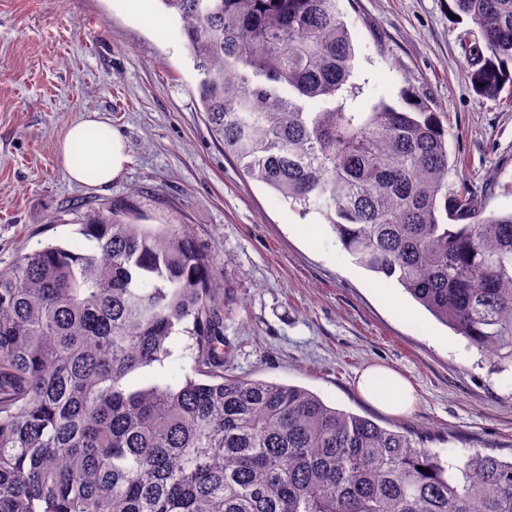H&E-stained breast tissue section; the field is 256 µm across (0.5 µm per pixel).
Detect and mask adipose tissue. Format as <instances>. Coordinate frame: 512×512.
<instances>
[{
	"label": "adipose tissue",
	"instance_id": "ef3b65f1",
	"mask_svg": "<svg viewBox=\"0 0 512 512\" xmlns=\"http://www.w3.org/2000/svg\"><path fill=\"white\" fill-rule=\"evenodd\" d=\"M85 151L83 162L72 156L75 145ZM60 160L66 173L76 182L99 187L120 177L128 162L126 143L111 123L86 119L73 124L59 146ZM361 395L374 406L393 415L408 412L414 402L412 387L396 372L370 367L359 376Z\"/></svg>",
	"mask_w": 512,
	"mask_h": 512
}]
</instances>
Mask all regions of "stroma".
<instances>
[{
  "label": "stroma",
  "instance_id": "stroma-1",
  "mask_svg": "<svg viewBox=\"0 0 512 512\" xmlns=\"http://www.w3.org/2000/svg\"><path fill=\"white\" fill-rule=\"evenodd\" d=\"M450 0H342L355 46L360 102L425 99L484 213L512 212V89L474 90ZM198 75L167 18L131 14L125 0H0V267L47 244L88 249L78 226L98 209L144 224H185L215 254L224 280L230 371L306 388L326 403L400 427L455 462L480 448L512 457V372L480 353L396 284L342 249L317 213L300 216L245 178L212 136ZM98 115L120 131L130 163L107 187L68 177L57 146L68 126ZM397 370L418 402L395 416L356 387L364 368Z\"/></svg>",
  "mask_w": 512,
  "mask_h": 512
}]
</instances>
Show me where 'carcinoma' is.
Listing matches in <instances>:
<instances>
[{
    "mask_svg": "<svg viewBox=\"0 0 512 512\" xmlns=\"http://www.w3.org/2000/svg\"><path fill=\"white\" fill-rule=\"evenodd\" d=\"M242 174L318 212L355 263L512 371V212L448 191L422 98L357 103L340 0H160ZM479 30L476 91L512 82V0H451ZM86 252L0 268V512H512V459L442 461L310 390L224 373L223 275L177 224L106 207ZM185 324L193 375L144 376Z\"/></svg>",
    "mask_w": 512,
    "mask_h": 512,
    "instance_id": "obj_1",
    "label": "carcinoma"
}]
</instances>
